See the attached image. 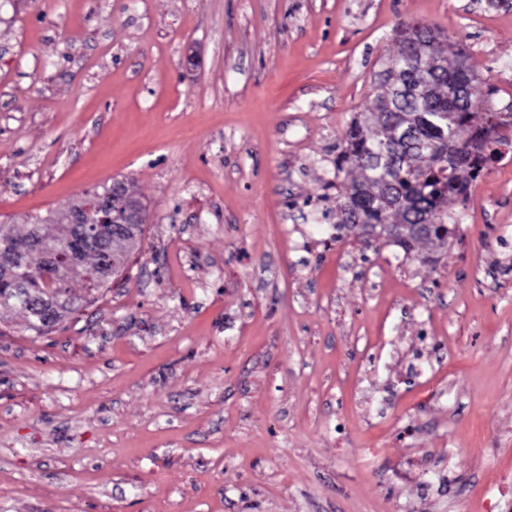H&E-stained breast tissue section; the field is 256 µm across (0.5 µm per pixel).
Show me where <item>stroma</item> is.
Wrapping results in <instances>:
<instances>
[{
    "label": "stroma",
    "instance_id": "35a3bbf8",
    "mask_svg": "<svg viewBox=\"0 0 512 512\" xmlns=\"http://www.w3.org/2000/svg\"><path fill=\"white\" fill-rule=\"evenodd\" d=\"M403 20L512 113L493 0H0V224L147 208L56 331L0 310V512H512V167L447 247L336 228Z\"/></svg>",
    "mask_w": 512,
    "mask_h": 512
}]
</instances>
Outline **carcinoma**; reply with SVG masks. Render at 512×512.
<instances>
[{"label": "carcinoma", "mask_w": 512, "mask_h": 512, "mask_svg": "<svg viewBox=\"0 0 512 512\" xmlns=\"http://www.w3.org/2000/svg\"><path fill=\"white\" fill-rule=\"evenodd\" d=\"M396 54L388 57L393 68L377 74L383 93L372 108L355 115L336 155V173L348 168L359 176L332 184L342 200L336 211L338 228L404 224L432 225V234L396 238V246L409 253L415 245L435 240L443 245L449 234L448 203L464 197L468 181L498 161L512 138L498 130L512 121L489 123L493 112L475 106L491 95V87L468 63L457 43H448V55L438 49L444 35L421 22L402 20L395 29ZM68 211L25 221V232L0 226V254L28 239L46 241L75 258L47 269L32 260L21 269L30 295L48 298L57 293L73 301L71 282L79 277L91 288L88 273L98 264L92 245L76 239L77 229L66 224ZM11 275L0 277V295L6 307L26 314L28 328L37 330L33 309L18 302Z\"/></svg>", "instance_id": "obj_1"}]
</instances>
